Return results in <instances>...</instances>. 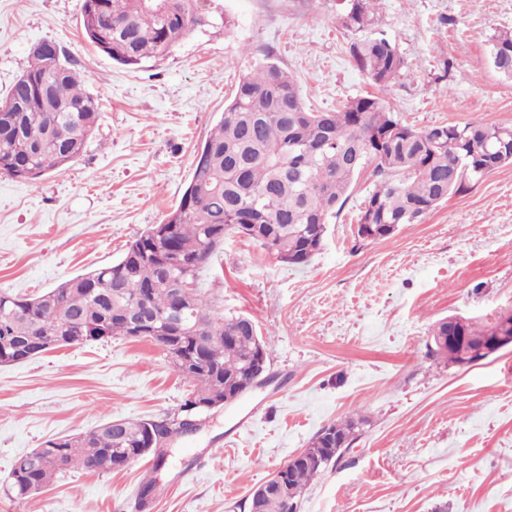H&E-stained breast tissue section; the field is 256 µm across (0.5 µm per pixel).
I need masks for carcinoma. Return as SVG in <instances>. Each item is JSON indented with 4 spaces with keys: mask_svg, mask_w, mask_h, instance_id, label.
Returning <instances> with one entry per match:
<instances>
[{
    "mask_svg": "<svg viewBox=\"0 0 512 512\" xmlns=\"http://www.w3.org/2000/svg\"><path fill=\"white\" fill-rule=\"evenodd\" d=\"M376 0H347L338 25L363 32L377 21ZM82 18L94 21L99 53L125 66L167 54L186 33L212 25L199 0H82ZM51 55L30 51L28 67L4 99L11 110L0 112V173L40 181L77 158L98 128L99 104L86 91L90 75L76 67L64 49ZM356 66L374 85L389 88L404 61L384 34L357 39L349 46ZM493 69L512 79V32L490 41ZM390 128L379 144L368 137L373 128ZM493 121L464 125L439 123L417 131L397 119L377 95L349 99L333 110L317 111L303 102L296 80L269 53L255 59L224 104L209 137L194 155L191 180L177 208L162 222L160 244L143 233L129 242L110 265L77 275L36 298L0 293V364H15L12 345H48L66 333L83 336L81 344L124 336L146 340L166 353L180 354L172 366L191 391L177 416L184 418L193 401L239 396V386L262 342L253 319L216 313L200 288L201 270L224 246V234L237 231L279 261L309 262L324 245L328 218L341 209L362 171L374 165L377 178L358 215L374 225L370 239L391 236L402 224H415L448 198L461 193L491 171L512 163V137L502 155L472 153L459 147L466 137L496 135ZM145 321L144 333L131 327ZM498 322L473 332L463 325L456 339L440 320L432 334L433 351L460 366L461 348L475 349L497 338ZM365 420L356 413L328 425L336 442L361 435ZM104 420L89 433L58 438L57 451H36L13 464L8 492L32 497L60 472L71 469H123L124 455L151 442L150 431L170 439L187 436V424L173 417L123 420L114 434ZM334 460L291 467L294 500ZM157 478L141 484L138 508L150 507Z\"/></svg>",
    "mask_w": 512,
    "mask_h": 512,
    "instance_id": "obj_1",
    "label": "carcinoma"
}]
</instances>
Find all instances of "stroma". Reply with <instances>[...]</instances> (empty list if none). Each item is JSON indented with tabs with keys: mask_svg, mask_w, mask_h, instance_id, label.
<instances>
[{
	"mask_svg": "<svg viewBox=\"0 0 512 512\" xmlns=\"http://www.w3.org/2000/svg\"><path fill=\"white\" fill-rule=\"evenodd\" d=\"M81 4L0 0V99L31 48L51 41L90 74L100 107L96 136L63 171L35 183L0 173V292L39 296L112 264L161 223L263 51L313 109L377 91L349 56L354 33L337 23L344 0H201L214 26L139 68L84 40ZM377 18L404 58L385 95L398 118L417 130L512 127V80L487 53L494 34L512 30V0H378ZM374 183L363 171L307 265L226 234L201 290L216 312L255 321L274 381L170 444L148 512H245L275 470L353 412L361 436L311 482L299 512H512V350L455 366L429 347L442 318L489 324L512 311V165L372 241L356 229ZM187 390L161 348L127 338L0 365V512H136L153 456L118 472L59 474L23 501L7 491L13 464L105 419L175 414Z\"/></svg>",
	"mask_w": 512,
	"mask_h": 512,
	"instance_id": "35a3bbf8",
	"label": "stroma"
}]
</instances>
